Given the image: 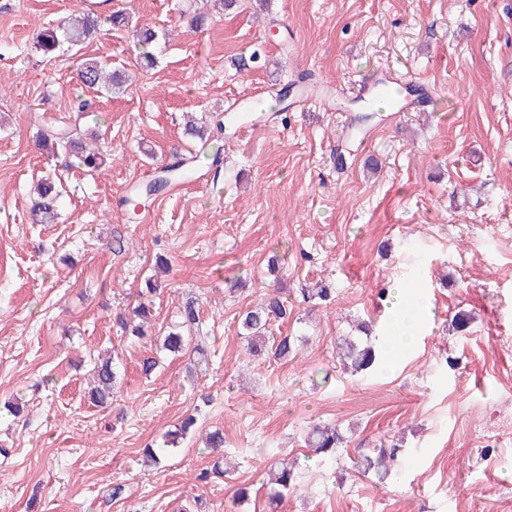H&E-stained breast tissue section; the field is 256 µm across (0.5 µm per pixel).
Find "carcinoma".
Returning <instances> with one entry per match:
<instances>
[{
  "label": "carcinoma",
  "mask_w": 512,
  "mask_h": 512,
  "mask_svg": "<svg viewBox=\"0 0 512 512\" xmlns=\"http://www.w3.org/2000/svg\"><path fill=\"white\" fill-rule=\"evenodd\" d=\"M107 22L113 27H125L128 18L123 12H111L106 18L87 10L79 15L66 18L55 27H46L36 35V48L45 55H53L64 46L78 47L82 45L92 33ZM157 39L156 31L145 25L136 30V40L139 48V58L151 63L153 55L149 47ZM79 80L88 87L98 85L110 92L120 89L123 85V76L117 72H105L98 60H87L83 63L79 73ZM184 135L197 140L200 148L196 152L186 155L175 152L171 162L163 167L164 175L155 179L145 187V194L159 192L173 181L189 178L200 164L213 160L219 161V156H210L205 153L210 140V132L204 127L189 125ZM37 146L51 147L53 152L63 151L74 158V166L87 171L101 168L106 162V156L95 145H89L80 140L76 134L65 128L40 130L36 137ZM61 192L58 183L51 177H45L37 183L34 197L31 201V210L35 220L41 224H50L58 216V205ZM157 292L155 285L148 281L146 288L139 291L140 300L132 308L129 318L119 317L122 326L132 322L131 335L140 340L152 337L151 311L152 296ZM288 318V301L276 288L264 294L260 301L246 309L239 315L240 335L246 341V351L253 355H268L276 361H286L293 357L295 352V339L291 336L276 337L271 327L274 323ZM199 321V311L194 301H187L179 309V321L168 327L166 333L157 337L161 348L171 353L183 354L189 349V337L183 330L193 327ZM337 355L344 371L352 374L372 370L376 366V357L373 347L368 340L360 336H342L336 344ZM94 390L92 398L95 402L105 404L114 397L118 385V366L112 360L102 362L94 369ZM195 424L194 416L186 417L179 428L165 441L163 448H149L147 453L151 460L159 465L169 452L178 447L180 440L185 438ZM346 443V437L338 428L329 425H314L305 437L306 447L315 455L327 459L336 455L339 448ZM402 457L397 445L381 448L374 455H366L356 462V467L363 473L372 472L379 476H386L391 470L399 467ZM270 497L283 499L288 492L297 489L299 473L296 465L286 460H279L270 466Z\"/></svg>",
  "instance_id": "cac0c4a2"
}]
</instances>
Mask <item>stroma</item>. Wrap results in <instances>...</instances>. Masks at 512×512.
Here are the masks:
<instances>
[{
  "instance_id": "stroma-1",
  "label": "stroma",
  "mask_w": 512,
  "mask_h": 512,
  "mask_svg": "<svg viewBox=\"0 0 512 512\" xmlns=\"http://www.w3.org/2000/svg\"><path fill=\"white\" fill-rule=\"evenodd\" d=\"M93 0H0V512H512V0H110L158 33L155 64L133 66L131 28L102 25L84 47L42 56L40 27ZM202 26H192L197 14ZM130 72L108 94L75 80L84 59ZM291 93L244 132L213 135L217 165L146 206L124 200L157 176L188 117L207 119ZM422 85L421 111L365 113L364 90ZM79 124L106 164L95 172L38 150L36 132ZM344 164H337V155ZM62 179L61 217L33 223L31 187ZM288 257L278 277L270 257ZM154 276L152 330L197 301L205 363L130 336L115 320ZM245 290L232 291L238 277ZM336 290L311 306L303 289ZM288 299L282 334L297 356L245 353L238 314L269 284ZM425 295L413 350L365 375L336 341L360 321L388 329L384 293ZM471 313L467 334L453 331ZM121 363L112 404L88 395L100 356ZM159 362L143 374L141 362ZM197 430L158 467L186 414ZM339 425L336 458L309 457L313 424ZM224 434L232 476L200 482ZM402 445L386 481L352 461ZM300 462L301 485L268 499L272 460ZM122 485L120 497L112 488ZM251 488L244 504L236 486ZM194 424L195 418L193 415L186 417L179 425V428L174 433H172L171 436L170 434L167 435V437L170 436V439L167 438L165 441L164 445L166 448H147L146 451L151 460L155 464L160 465L162 461L167 457L171 449L177 448L179 446L180 440L187 436Z\"/></svg>"
}]
</instances>
